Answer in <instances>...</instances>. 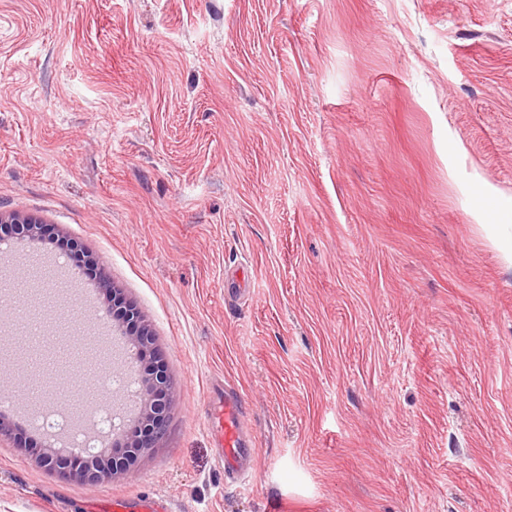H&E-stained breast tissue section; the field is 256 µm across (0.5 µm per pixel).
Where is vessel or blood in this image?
<instances>
[{"mask_svg":"<svg viewBox=\"0 0 512 512\" xmlns=\"http://www.w3.org/2000/svg\"><path fill=\"white\" fill-rule=\"evenodd\" d=\"M208 417L221 450L220 461L224 467V477L238 481L242 470L254 454L252 441L245 437L239 397L233 393H213Z\"/></svg>","mask_w":512,"mask_h":512,"instance_id":"vessel-or-blood-1","label":"vessel or blood"}]
</instances>
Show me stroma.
I'll return each instance as SVG.
<instances>
[{"mask_svg":"<svg viewBox=\"0 0 512 512\" xmlns=\"http://www.w3.org/2000/svg\"><path fill=\"white\" fill-rule=\"evenodd\" d=\"M0 212L82 245L176 389L127 472L44 468L0 295V512H512V0H0ZM29 250L0 244V281L39 305ZM82 285L56 312L102 354L61 388L123 348ZM208 417L218 447L222 448L220 461L224 466V477L238 485L241 472L253 458L255 450L253 441L245 438L247 430L242 421L240 398L233 393L214 391Z\"/></svg>","mask_w":512,"mask_h":512,"instance_id":"stroma-1","label":"stroma"}]
</instances>
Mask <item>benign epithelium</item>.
<instances>
[{
    "label": "benign epithelium",
    "instance_id": "1",
    "mask_svg": "<svg viewBox=\"0 0 512 512\" xmlns=\"http://www.w3.org/2000/svg\"><path fill=\"white\" fill-rule=\"evenodd\" d=\"M44 228L45 224L35 217L0 212V238L37 240L43 238ZM101 288L108 296L107 314L111 317L113 334L124 337L135 349L132 363H137L141 355L150 352L154 364L147 370L138 367L135 378L137 420L130 424L124 419L111 430L115 440L109 452L101 450L75 458L52 444L33 449L38 460L53 462V467L79 482L110 478L140 461L164 434L175 396L174 386L155 350L153 334L146 321L136 308L125 302L120 289L109 286L105 281Z\"/></svg>",
    "mask_w": 512,
    "mask_h": 512
}]
</instances>
